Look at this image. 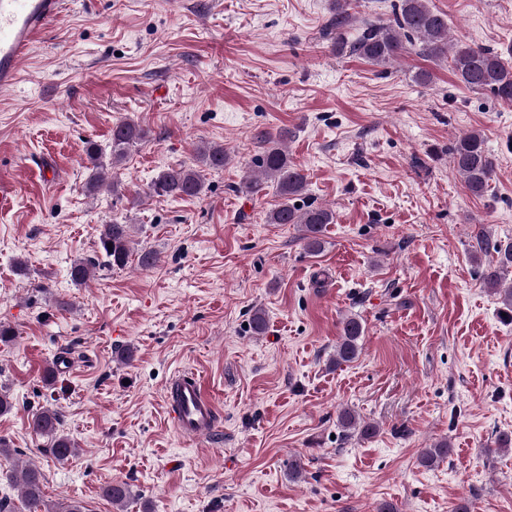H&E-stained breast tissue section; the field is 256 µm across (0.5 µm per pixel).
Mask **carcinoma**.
<instances>
[{
  "label": "carcinoma",
  "mask_w": 512,
  "mask_h": 512,
  "mask_svg": "<svg viewBox=\"0 0 512 512\" xmlns=\"http://www.w3.org/2000/svg\"><path fill=\"white\" fill-rule=\"evenodd\" d=\"M351 0H333L332 14L325 23V31L333 36L336 53L358 55L374 64H384L410 51L435 59L450 60V67L458 80L466 87L490 92L498 101L512 103V65L506 63L494 50L475 44L450 43L448 37V16L427 5V0H396L391 4V16L386 21H365L353 40L346 38V32L355 19L350 12ZM147 132L139 125L121 120L112 127V158L105 164L99 147L86 142L85 154L92 166V175L86 183L90 193L114 186L109 177L108 167H116L127 157L131 147L143 141ZM293 136L288 129L276 133L260 131L256 134L265 148L255 155L251 164L256 176L246 184V191L258 194L272 183L280 202L267 213L269 224H297L302 231V240L312 253L324 248L325 227L334 222V212L316 204L308 194L307 179L299 165L290 158L283 146ZM448 154L454 168L461 174L468 193L481 198L490 191L495 172V160L488 151L486 141L479 132L459 136L448 147ZM199 159L211 170L224 168L226 156L221 145H203L199 148ZM150 192L161 197L197 198L205 189L201 171L194 167L180 165L161 170L149 186ZM302 204H296V201ZM129 224L102 225L99 235L101 258L77 259L70 265V282L83 286L91 276L92 268L102 265L109 269H122L130 261ZM480 252L488 257L481 266L480 278L488 291L499 296L502 312L512 320V286L501 287V283L512 268V239L492 240L485 229L475 235ZM365 327L356 315L341 320L340 337L336 344V365L352 363L362 350L361 339ZM338 422L351 436L370 437L376 433V426L370 422H359L349 409L340 411ZM60 418L50 409L33 414L29 427L36 435L50 440L49 451L58 460L74 455L76 448L72 440L59 433ZM451 444L444 439L425 449L419 457L420 464L431 467L446 458ZM45 477L36 467L22 468L17 481L24 499L32 503L42 501V486ZM103 496L118 510H123L130 496L125 483L109 484L102 488Z\"/></svg>",
  "instance_id": "1"
}]
</instances>
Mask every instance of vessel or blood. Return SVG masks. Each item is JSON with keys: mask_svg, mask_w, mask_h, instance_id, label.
<instances>
[{"mask_svg": "<svg viewBox=\"0 0 512 512\" xmlns=\"http://www.w3.org/2000/svg\"><path fill=\"white\" fill-rule=\"evenodd\" d=\"M63 6V0H0V91L16 84L23 62ZM163 396L166 420L178 436L194 440L215 432L218 409L195 372H175Z\"/></svg>", "mask_w": 512, "mask_h": 512, "instance_id": "b4317fda", "label": "vessel or blood"}]
</instances>
